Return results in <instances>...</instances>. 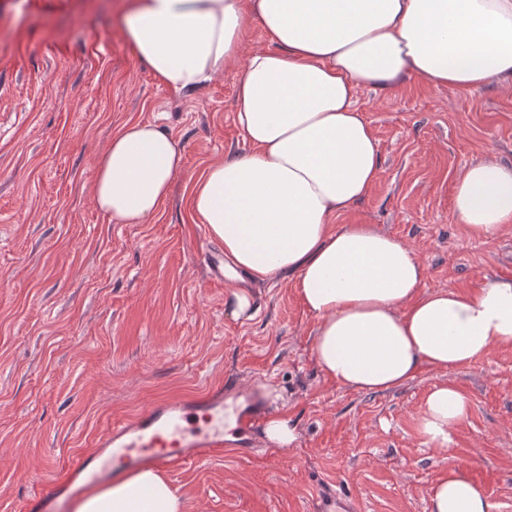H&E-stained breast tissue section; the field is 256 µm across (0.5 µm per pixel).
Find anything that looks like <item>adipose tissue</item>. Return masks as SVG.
<instances>
[{
  "label": "adipose tissue",
  "mask_w": 512,
  "mask_h": 512,
  "mask_svg": "<svg viewBox=\"0 0 512 512\" xmlns=\"http://www.w3.org/2000/svg\"><path fill=\"white\" fill-rule=\"evenodd\" d=\"M121 24L132 54L175 95L240 66L235 120L251 150L193 179L190 217L223 248L228 280L293 277L317 321L311 351L328 380L384 393L512 348V279L429 290L403 241L372 224L333 223L369 195L381 168L358 91L407 78L468 89L512 81V0H127ZM256 25L272 46L243 54ZM182 166L169 131L133 123L97 161L95 203L117 223H149ZM453 213L482 238L511 226L512 166H468ZM471 409L453 383L433 384L416 418L424 443L447 449ZM493 508L465 467L445 469L430 494V512ZM75 512H182V502L147 467Z\"/></svg>",
  "instance_id": "1"
}]
</instances>
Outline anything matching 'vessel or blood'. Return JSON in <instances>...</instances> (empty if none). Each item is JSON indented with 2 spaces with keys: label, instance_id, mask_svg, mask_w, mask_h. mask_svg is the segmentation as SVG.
<instances>
[{
  "label": "vessel or blood",
  "instance_id": "1",
  "mask_svg": "<svg viewBox=\"0 0 512 512\" xmlns=\"http://www.w3.org/2000/svg\"><path fill=\"white\" fill-rule=\"evenodd\" d=\"M262 409L261 399L252 393L244 403H225L220 386L177 401L155 400L133 417L112 421L90 451L74 458L64 480L27 496L24 512H56L58 502L146 466L168 470L200 463L223 448L227 415H234L235 429L242 432ZM317 500L319 512H358L352 495L326 493Z\"/></svg>",
  "mask_w": 512,
  "mask_h": 512
}]
</instances>
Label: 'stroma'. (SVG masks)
I'll return each mask as SVG.
<instances>
[{"mask_svg": "<svg viewBox=\"0 0 512 512\" xmlns=\"http://www.w3.org/2000/svg\"><path fill=\"white\" fill-rule=\"evenodd\" d=\"M124 0H0V512L114 419L152 400L217 384L277 389L297 431L285 448L260 427L237 449L165 473L184 512H315L319 489L357 495L360 512H429L431 489L461 465L495 512H512V349L427 372L385 393H353L314 362L316 320L292 280L254 283L255 316L233 320V283L211 282L205 225L192 223V177L249 146L235 123L232 66L194 92H168L131 53ZM357 106L381 156L377 186L337 216L405 241L425 288L512 278V226L471 236L453 217L454 184L474 160L512 165V85L433 88L408 79L361 90ZM156 122L184 169L146 224L98 210L97 161L113 134ZM450 381L472 400L447 450L424 445L415 418L429 388Z\"/></svg>", "mask_w": 512, "mask_h": 512, "instance_id": "35a3bbf8", "label": "stroma"}]
</instances>
